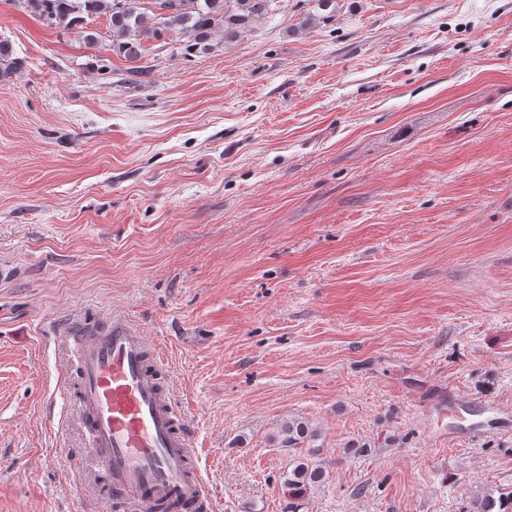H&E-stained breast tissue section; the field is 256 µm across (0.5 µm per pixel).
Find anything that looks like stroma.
Returning <instances> with one entry per match:
<instances>
[{"label": "stroma", "instance_id": "1", "mask_svg": "<svg viewBox=\"0 0 512 512\" xmlns=\"http://www.w3.org/2000/svg\"><path fill=\"white\" fill-rule=\"evenodd\" d=\"M277 0L126 80L107 20L0 0V512H120L48 327L128 316L165 356L211 512H480L512 429L448 438L436 394L512 407V0ZM308 27L293 33L301 17ZM315 431L324 483L289 497ZM23 65L17 57L13 46L5 39H0V79H9ZM282 434L284 446L296 448L299 444L314 437L315 433L306 422L299 419H291L284 425Z\"/></svg>", "mask_w": 512, "mask_h": 512}]
</instances>
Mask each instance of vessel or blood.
<instances>
[{
    "label": "vessel or blood",
    "instance_id": "b4317fda",
    "mask_svg": "<svg viewBox=\"0 0 512 512\" xmlns=\"http://www.w3.org/2000/svg\"><path fill=\"white\" fill-rule=\"evenodd\" d=\"M79 372V404L87 448L124 512H209L211 489L191 430L169 391L160 386L163 363L138 328L123 317L88 326L69 322ZM470 404L449 402L452 436L480 437L512 425V408L488 405L480 422L467 420Z\"/></svg>",
    "mask_w": 512,
    "mask_h": 512
}]
</instances>
